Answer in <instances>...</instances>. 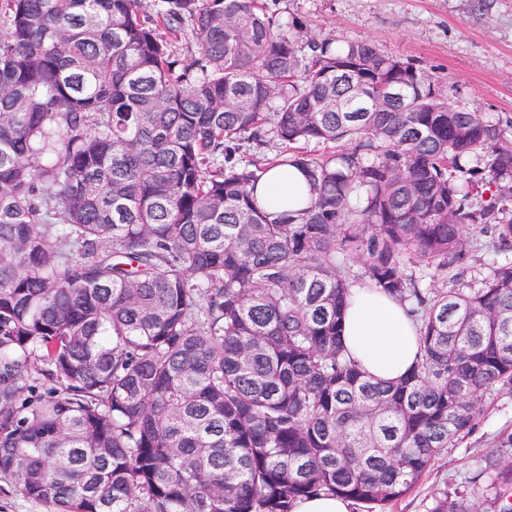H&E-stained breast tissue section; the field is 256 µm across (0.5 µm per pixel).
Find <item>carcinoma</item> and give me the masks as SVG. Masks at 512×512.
<instances>
[{
  "label": "carcinoma",
  "mask_w": 512,
  "mask_h": 512,
  "mask_svg": "<svg viewBox=\"0 0 512 512\" xmlns=\"http://www.w3.org/2000/svg\"><path fill=\"white\" fill-rule=\"evenodd\" d=\"M270 2L0 7V473L58 512L372 510L512 390V262L466 281L481 238L512 251V142L367 40L299 46ZM268 133L281 153L242 156ZM280 166L297 210L256 203ZM350 260L417 322L398 383L345 346ZM495 448L472 483L512 512L511 428ZM350 503L341 497L319 496L297 501L293 512H350Z\"/></svg>",
  "instance_id": "carcinoma-1"
}]
</instances>
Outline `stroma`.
Masks as SVG:
<instances>
[{
  "mask_svg": "<svg viewBox=\"0 0 512 512\" xmlns=\"http://www.w3.org/2000/svg\"><path fill=\"white\" fill-rule=\"evenodd\" d=\"M275 8L302 38L368 40L413 60L450 104L504 125L512 140V0H276ZM508 426L512 392L487 393L472 433L380 512H431L436 492L446 487L464 485L470 496H480L481 488L468 480Z\"/></svg>",
  "mask_w": 512,
  "mask_h": 512,
  "instance_id": "stroma-1",
  "label": "stroma"
}]
</instances>
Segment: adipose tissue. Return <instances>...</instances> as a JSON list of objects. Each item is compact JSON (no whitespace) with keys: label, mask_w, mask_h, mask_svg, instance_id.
<instances>
[{"label":"adipose tissue","mask_w":512,"mask_h":512,"mask_svg":"<svg viewBox=\"0 0 512 512\" xmlns=\"http://www.w3.org/2000/svg\"><path fill=\"white\" fill-rule=\"evenodd\" d=\"M302 176L293 169L271 170L256 190L262 206H288L305 194ZM345 342L361 367L375 379L395 382L405 377L418 350L417 331L403 307L383 293L353 289L344 320Z\"/></svg>","instance_id":"adipose-tissue-1"}]
</instances>
